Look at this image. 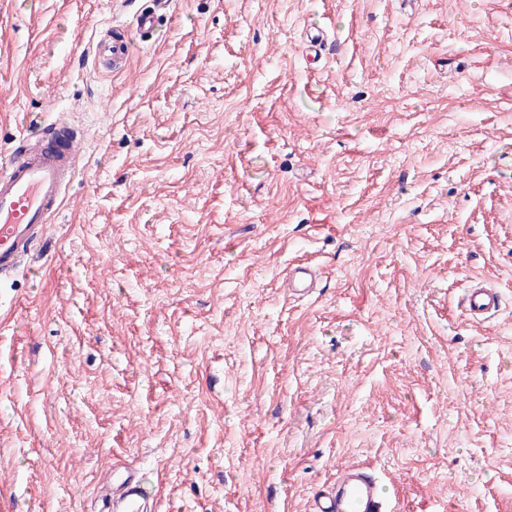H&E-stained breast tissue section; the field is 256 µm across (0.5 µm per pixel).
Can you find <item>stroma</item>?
Masks as SVG:
<instances>
[{
  "label": "stroma",
  "mask_w": 512,
  "mask_h": 512,
  "mask_svg": "<svg viewBox=\"0 0 512 512\" xmlns=\"http://www.w3.org/2000/svg\"><path fill=\"white\" fill-rule=\"evenodd\" d=\"M150 5L0 0V153L85 130L0 282V512H98L117 463L153 512H309L350 465L512 512V0H172L94 68ZM154 6L137 15L135 33L137 35L152 34L160 26L161 21L168 15L172 0H153ZM94 61L110 70H122L131 56V39H116L111 35L101 37L93 48ZM314 286L313 270L308 267H296L288 275V292L291 295L309 294ZM503 294L478 278L470 280L465 292L464 315L473 320H486L502 309Z\"/></svg>",
  "instance_id": "stroma-1"
}]
</instances>
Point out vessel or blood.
Returning a JSON list of instances; mask_svg holds the SVG:
<instances>
[{"label":"vessel or blood","instance_id":"1","mask_svg":"<svg viewBox=\"0 0 512 512\" xmlns=\"http://www.w3.org/2000/svg\"><path fill=\"white\" fill-rule=\"evenodd\" d=\"M172 0H154L140 13L135 32H155L167 16ZM94 61L110 70L123 69L131 56L130 39L106 35L93 48ZM75 125L56 120L42 128L16 135L7 159L0 160V278L29 270L40 247L45 227L61 208L74 180L80 153L71 137ZM314 286L311 268H294L288 276V292L309 294ZM503 295L480 279H471L465 292L464 315L473 320L496 316ZM149 488L144 474L133 467L112 471V484L103 496V512H143ZM379 480L351 467L337 476L332 486L316 493L310 512H386Z\"/></svg>","mask_w":512,"mask_h":512}]
</instances>
